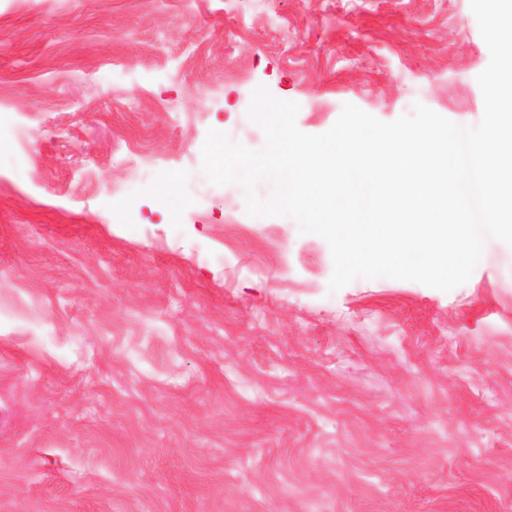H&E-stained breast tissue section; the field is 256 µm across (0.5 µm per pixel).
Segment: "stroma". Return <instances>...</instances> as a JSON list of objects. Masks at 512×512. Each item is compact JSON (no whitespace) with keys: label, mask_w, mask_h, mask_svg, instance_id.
I'll return each mask as SVG.
<instances>
[{"label":"stroma","mask_w":512,"mask_h":512,"mask_svg":"<svg viewBox=\"0 0 512 512\" xmlns=\"http://www.w3.org/2000/svg\"><path fill=\"white\" fill-rule=\"evenodd\" d=\"M470 0H0V512H512V250L445 293L229 212L253 90L477 125ZM151 157L143 186H115ZM196 172L170 216L155 184Z\"/></svg>","instance_id":"obj_1"}]
</instances>
